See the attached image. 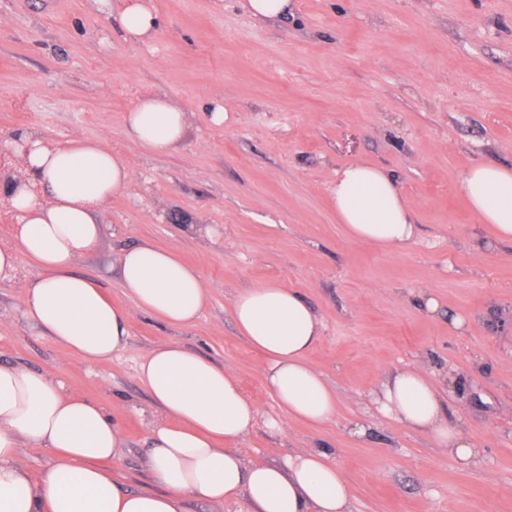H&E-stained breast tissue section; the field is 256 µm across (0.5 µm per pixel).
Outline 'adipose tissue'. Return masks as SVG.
I'll return each instance as SVG.
<instances>
[{"label":"adipose tissue","instance_id":"ef3b65f1","mask_svg":"<svg viewBox=\"0 0 512 512\" xmlns=\"http://www.w3.org/2000/svg\"><path fill=\"white\" fill-rule=\"evenodd\" d=\"M121 20L134 42H151L157 32V17L144 0H127ZM124 129L157 156L177 151L197 133L193 113L162 93L139 97ZM15 142L21 174L0 178V198L16 214L14 242L0 247V277L13 274L23 256L40 267L25 290L28 322L94 364L126 347L134 313L176 328L199 319L207 289L175 250L148 242L118 247L126 305L74 270L99 244L100 211L132 182L124 158L98 139L55 144L22 132ZM460 189L479 222L512 242V167L474 164ZM331 203L356 241L400 249L416 234L396 178L376 166L357 162L338 170ZM231 314L239 336L262 355L265 382L282 415L311 425L333 419L336 393L308 361L323 325L304 297L267 282L240 291ZM137 378L161 418L145 459L155 487L134 491L112 476L109 464L122 455L124 432L104 406L66 393L50 373L0 363V512H190L191 503L232 498L242 512H353L347 480L327 452L300 450L280 465L247 463L244 446L259 408L223 367L167 342L140 363ZM375 402L382 415L428 433L459 461L479 456L460 419L447 416L442 393L419 370L390 374ZM22 447L51 453L39 477L18 464Z\"/></svg>","mask_w":512,"mask_h":512}]
</instances>
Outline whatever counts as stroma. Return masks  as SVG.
Returning a JSON list of instances; mask_svg holds the SVG:
<instances>
[{
    "label": "stroma",
    "instance_id": "stroma-1",
    "mask_svg": "<svg viewBox=\"0 0 512 512\" xmlns=\"http://www.w3.org/2000/svg\"><path fill=\"white\" fill-rule=\"evenodd\" d=\"M148 5L162 25L141 44L124 36L122 0L106 12L94 0H0V168H12L23 129L103 140L134 180L101 213L99 247L76 272L125 302L115 250L151 241L197 268L203 315L182 329L134 315L127 348L87 365L24 319L25 285L40 273L24 257L0 280V363L50 371L106 407L124 430L112 471L128 489L155 486L145 458L160 418L136 369L176 341L257 403L248 460L325 451L354 512H512V243L494 240L459 189L475 163L512 166V0H292L285 22L255 20L237 0ZM151 91L194 112L192 144L152 156L127 138L125 113ZM355 161L396 177L415 215L405 247L357 242L339 224L331 189ZM190 217L211 237L185 233ZM268 281L298 290L323 322L308 355L336 392L323 425L279 417L260 355L237 334L234 296ZM413 367L439 385L461 381L449 411L479 445L477 462L378 413L385 378Z\"/></svg>",
    "mask_w": 512,
    "mask_h": 512
}]
</instances>
